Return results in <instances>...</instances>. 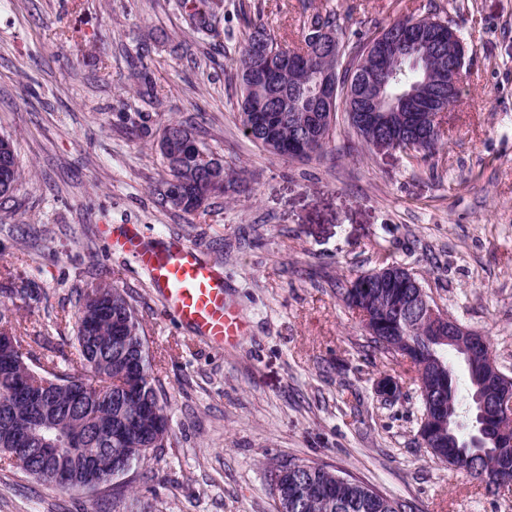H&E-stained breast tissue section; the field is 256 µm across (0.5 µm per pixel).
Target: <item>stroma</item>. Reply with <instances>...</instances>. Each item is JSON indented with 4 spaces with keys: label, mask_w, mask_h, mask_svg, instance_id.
<instances>
[{
    "label": "stroma",
    "mask_w": 512,
    "mask_h": 512,
    "mask_svg": "<svg viewBox=\"0 0 512 512\" xmlns=\"http://www.w3.org/2000/svg\"><path fill=\"white\" fill-rule=\"evenodd\" d=\"M307 4L350 32L434 11L451 21L465 75L432 157L372 151L341 112L326 157L274 155L245 136L236 73L248 24L296 43ZM135 112L155 131L192 123L250 191L193 216L160 207L168 171L153 138L126 132ZM1 131L21 177L0 205V270L26 272L46 301L0 303L69 356L74 330L55 318L76 311L84 281L127 289L170 435L117 498L0 464V512H274L268 469L292 458L350 474L407 512H512V489L487 492L427 453L409 362L375 350L338 292L380 261L403 266L512 375V0H223L214 37L190 30L178 0H0ZM115 224L219 261L248 336L217 348L166 315L147 275L113 251ZM384 376L397 399L378 394Z\"/></svg>",
    "instance_id": "obj_1"
}]
</instances>
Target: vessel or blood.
<instances>
[{"instance_id":"b4317fda","label":"vessel or blood","mask_w":512,"mask_h":512,"mask_svg":"<svg viewBox=\"0 0 512 512\" xmlns=\"http://www.w3.org/2000/svg\"><path fill=\"white\" fill-rule=\"evenodd\" d=\"M112 246L148 272L165 313L194 336L218 348L247 336L246 323L225 298L223 275L196 246L180 238H144L133 224L113 227Z\"/></svg>"}]
</instances>
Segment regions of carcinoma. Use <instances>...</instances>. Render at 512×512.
<instances>
[{"label":"carcinoma","instance_id":"carcinoma-1","mask_svg":"<svg viewBox=\"0 0 512 512\" xmlns=\"http://www.w3.org/2000/svg\"><path fill=\"white\" fill-rule=\"evenodd\" d=\"M217 0H194L190 24L200 34H216ZM325 28L341 35L336 15L318 10L305 12L304 40ZM385 30L379 29L362 40H347L349 55L360 52ZM294 45L281 42L260 21L249 22V33L238 59L237 77L242 86L241 112L269 115L268 124H243L253 143L275 155L310 158L332 151L330 136L322 141L302 143L306 135L321 131L322 115L311 117L304 107L303 89L308 81L305 67L288 64V52ZM403 70L389 85V94L401 99L422 87L427 64L404 62ZM395 132L402 139L416 137L409 123L410 113L394 112ZM161 133H170L167 150L181 154V164L169 168L164 185L178 183L180 193L159 191L163 207L193 215L215 198L248 189V183L222 171L223 190L215 192L209 175L195 166L194 153L201 147L194 128L182 121H171ZM6 294H18L27 305L40 304L43 290L28 277L8 273ZM416 292L403 282L379 285L359 275L341 288L348 307L362 308L376 324L372 342L383 353L409 354L424 365L418 382L422 409L437 400L448 410V433L429 453L486 485L499 488L494 478L512 468V456L494 440L500 427L512 428V418L501 417L481 388V364L488 352L472 356L451 343L432 342L422 316L401 305L390 304L392 297ZM74 324L76 357L86 378L75 380L62 370L54 353L36 357L32 345L38 335L17 324L10 327L16 350L0 355V462L45 485L58 489L55 471L67 468L76 481L71 488L93 489L101 482L119 477L122 470L114 462L132 467L140 463L150 449L165 447L168 421L165 406L158 397L151 363L149 339L126 292L110 283L89 282L81 291ZM466 365V389L449 355ZM58 443L57 457L42 461L34 455L15 453L17 448H49ZM272 491L288 484V494L303 500L302 512H405L404 505L380 494L351 476L336 474L314 462L281 460L269 471Z\"/></svg>","mask_w":512,"mask_h":512}]
</instances>
